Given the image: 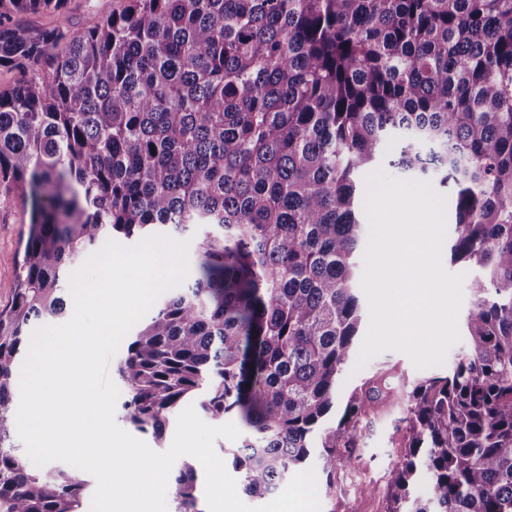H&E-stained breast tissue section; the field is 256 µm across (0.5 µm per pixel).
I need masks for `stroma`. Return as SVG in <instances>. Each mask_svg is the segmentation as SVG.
Returning <instances> with one entry per match:
<instances>
[{"label": "stroma", "instance_id": "obj_1", "mask_svg": "<svg viewBox=\"0 0 512 512\" xmlns=\"http://www.w3.org/2000/svg\"><path fill=\"white\" fill-rule=\"evenodd\" d=\"M31 218V203L11 184L0 180V308L10 305L16 286L14 272L22 259ZM467 349L466 342L453 346L444 362L426 369L415 368L403 353L387 351L372 358L363 368L346 365L340 380L341 391L362 385L379 376L392 388L394 396L358 425L350 450L355 463L338 470L333 489L317 482L320 512H387L390 473L403 459L406 406L402 398L420 380L446 376ZM368 484L373 494L357 493Z\"/></svg>", "mask_w": 512, "mask_h": 512}]
</instances>
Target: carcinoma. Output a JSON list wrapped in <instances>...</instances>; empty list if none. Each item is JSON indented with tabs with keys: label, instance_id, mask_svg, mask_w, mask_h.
Masks as SVG:
<instances>
[{
	"label": "carcinoma",
	"instance_id": "carcinoma-1",
	"mask_svg": "<svg viewBox=\"0 0 512 512\" xmlns=\"http://www.w3.org/2000/svg\"><path fill=\"white\" fill-rule=\"evenodd\" d=\"M71 32L67 0H0V178L30 197L0 311V512H83L89 480L35 472L11 443L30 324L107 239L197 233L193 281L130 337L116 373L136 429L195 400L250 433L224 449L275 492L319 449L353 466L373 379L332 419L360 325V176L389 165L452 186L451 259L478 268L469 350L407 393L390 512H512V0H125ZM54 15L45 27L28 17ZM193 460L174 512L198 507Z\"/></svg>",
	"mask_w": 512,
	"mask_h": 512
}]
</instances>
